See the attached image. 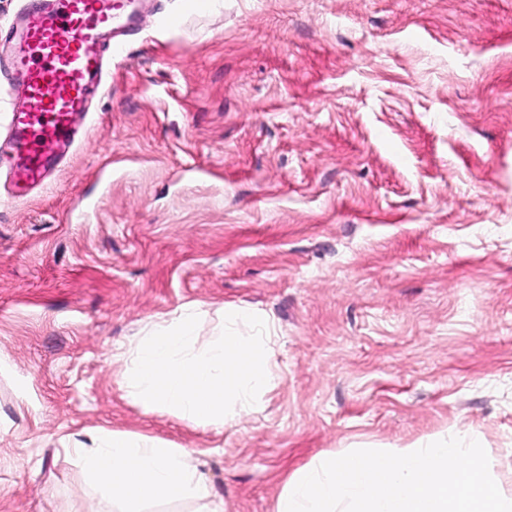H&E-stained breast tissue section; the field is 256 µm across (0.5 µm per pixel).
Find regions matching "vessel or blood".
<instances>
[{"label": "vessel or blood", "instance_id": "vessel-or-blood-1", "mask_svg": "<svg viewBox=\"0 0 512 512\" xmlns=\"http://www.w3.org/2000/svg\"><path fill=\"white\" fill-rule=\"evenodd\" d=\"M133 0H25L10 31L11 78L27 99L9 130L16 193L44 186L75 141L73 118L103 81L104 53L123 55Z\"/></svg>", "mask_w": 512, "mask_h": 512}]
</instances>
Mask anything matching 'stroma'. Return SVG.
Masks as SVG:
<instances>
[{
	"label": "stroma",
	"instance_id": "obj_1",
	"mask_svg": "<svg viewBox=\"0 0 512 512\" xmlns=\"http://www.w3.org/2000/svg\"><path fill=\"white\" fill-rule=\"evenodd\" d=\"M77 148L0 161V512H107L61 437L189 449L224 512L285 468L472 432L512 495V0H149ZM260 311L259 413L193 428L114 351Z\"/></svg>",
	"mask_w": 512,
	"mask_h": 512
}]
</instances>
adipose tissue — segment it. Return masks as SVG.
I'll return each instance as SVG.
<instances>
[{
    "mask_svg": "<svg viewBox=\"0 0 512 512\" xmlns=\"http://www.w3.org/2000/svg\"><path fill=\"white\" fill-rule=\"evenodd\" d=\"M70 449L89 482L111 499L112 512L187 501L200 503L199 512H224L223 498L212 493L187 449L105 428Z\"/></svg>",
    "mask_w": 512,
    "mask_h": 512,
    "instance_id": "1",
    "label": "adipose tissue"
}]
</instances>
